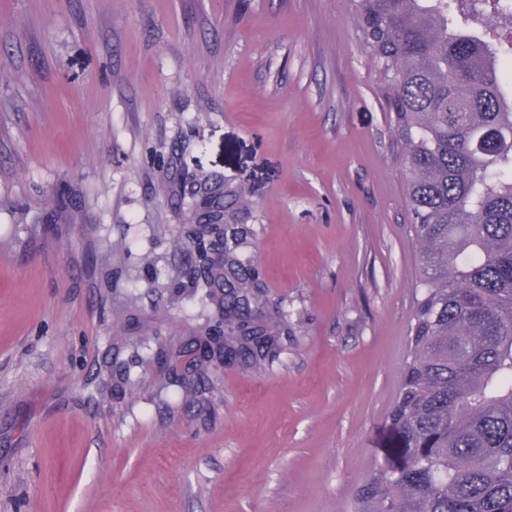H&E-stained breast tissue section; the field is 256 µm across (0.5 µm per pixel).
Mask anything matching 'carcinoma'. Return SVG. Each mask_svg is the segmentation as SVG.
Masks as SVG:
<instances>
[{
	"mask_svg": "<svg viewBox=\"0 0 512 512\" xmlns=\"http://www.w3.org/2000/svg\"><path fill=\"white\" fill-rule=\"evenodd\" d=\"M387 83L402 147L422 293L391 412L394 460L351 512H512V91L505 59L448 0H354ZM224 242L208 285L224 295V352L257 370L275 337L243 345V310L265 307Z\"/></svg>",
	"mask_w": 512,
	"mask_h": 512,
	"instance_id": "1",
	"label": "carcinoma"
}]
</instances>
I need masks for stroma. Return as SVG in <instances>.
Masks as SVG:
<instances>
[{
	"label": "stroma",
	"instance_id": "obj_1",
	"mask_svg": "<svg viewBox=\"0 0 512 512\" xmlns=\"http://www.w3.org/2000/svg\"><path fill=\"white\" fill-rule=\"evenodd\" d=\"M400 154L352 0H0V512H338L420 292ZM219 185L289 321L185 406L158 354L220 314L171 239Z\"/></svg>",
	"mask_w": 512,
	"mask_h": 512
}]
</instances>
